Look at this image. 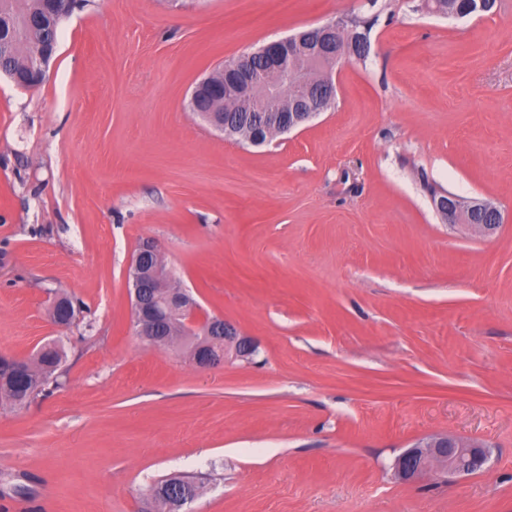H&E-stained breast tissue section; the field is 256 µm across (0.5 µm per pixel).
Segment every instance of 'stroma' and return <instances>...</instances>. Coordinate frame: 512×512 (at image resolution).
Masks as SVG:
<instances>
[{"instance_id": "35a3bbf8", "label": "stroma", "mask_w": 512, "mask_h": 512, "mask_svg": "<svg viewBox=\"0 0 512 512\" xmlns=\"http://www.w3.org/2000/svg\"><path fill=\"white\" fill-rule=\"evenodd\" d=\"M341 16L370 47L332 110L261 146L191 110L225 61ZM432 187L505 221L448 226ZM145 238L252 360L134 335ZM49 340L60 387L0 402V512H143L174 474L198 481L186 512H512V0H78L40 86L0 75V354ZM431 434L479 439L488 469L399 480ZM209 336L202 343H194L190 350L193 363L202 369L224 363L230 352L243 360L252 359L259 348L251 336H245L221 317H213L209 322Z\"/></svg>"}]
</instances>
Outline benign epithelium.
I'll return each instance as SVG.
<instances>
[{
    "label": "benign epithelium",
    "instance_id": "obj_1",
    "mask_svg": "<svg viewBox=\"0 0 512 512\" xmlns=\"http://www.w3.org/2000/svg\"><path fill=\"white\" fill-rule=\"evenodd\" d=\"M355 23L354 18L340 17L287 38L270 41L257 51L238 57L225 67L228 77L224 86H215L210 77L196 85L191 95L194 111H206L204 104L209 97L221 94L225 99L236 102L243 112H263L268 102L279 99V81L284 78L293 82L292 100L286 107H277L278 115L272 122L255 128L246 142L260 144L265 142L271 129L278 135H284L311 122L335 103V66L368 51L367 25L363 26L360 34L351 37L347 48L339 47L345 30L354 27ZM57 45V37L54 36L25 71L13 75L14 83L24 88L41 84ZM431 200L444 222L451 226L462 224L478 236L494 234L503 223L501 210L487 198L464 199L451 192H440L433 194ZM161 253V246L155 240H143L132 253L126 271L133 332L153 346L160 334V322L171 314L181 313L189 327L203 320L198 303L180 284H175L163 294H155L142 281V269L147 264L153 266L157 279H171L166 264L159 259ZM208 333L206 341L193 344L190 350L193 363L202 369L224 363L230 354L250 360L259 348L254 338L241 334L221 317L211 318ZM488 459L486 446L478 441L435 435L400 453L395 459L394 470L406 483L424 475L452 479L484 470Z\"/></svg>",
    "mask_w": 512,
    "mask_h": 512
}]
</instances>
